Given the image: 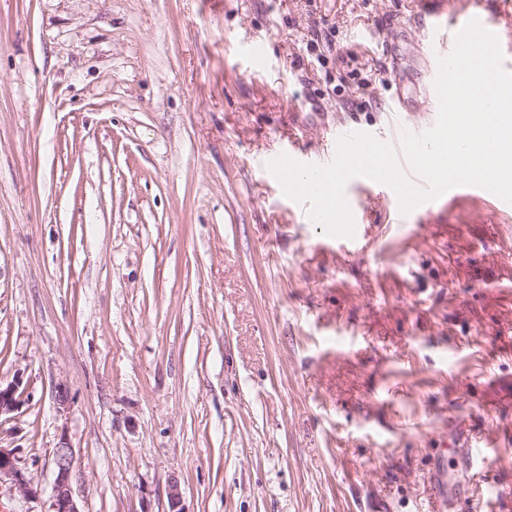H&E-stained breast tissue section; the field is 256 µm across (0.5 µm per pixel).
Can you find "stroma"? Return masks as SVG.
Returning a JSON list of instances; mask_svg holds the SVG:
<instances>
[{"mask_svg": "<svg viewBox=\"0 0 512 512\" xmlns=\"http://www.w3.org/2000/svg\"><path fill=\"white\" fill-rule=\"evenodd\" d=\"M419 23L415 0H0V382L25 399L0 444L39 489L0 512H49L63 439L80 512H170L174 482L183 512H428L453 435L512 512V212L377 199L351 251L266 169L429 124Z\"/></svg>", "mask_w": 512, "mask_h": 512, "instance_id": "stroma-1", "label": "stroma"}]
</instances>
